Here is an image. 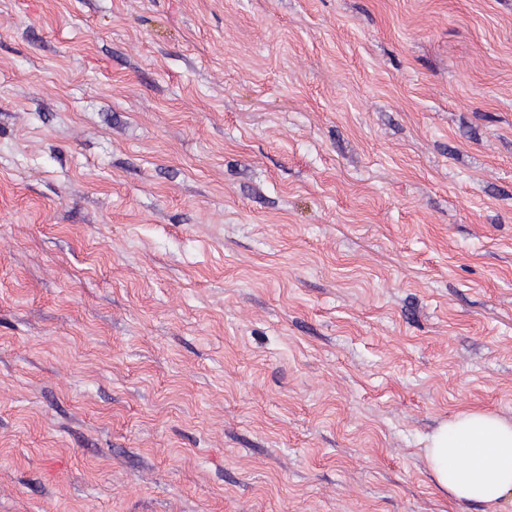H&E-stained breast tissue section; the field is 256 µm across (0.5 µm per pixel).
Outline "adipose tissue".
Instances as JSON below:
<instances>
[{"mask_svg":"<svg viewBox=\"0 0 512 512\" xmlns=\"http://www.w3.org/2000/svg\"><path fill=\"white\" fill-rule=\"evenodd\" d=\"M439 487L455 500L500 512L512 496V422L486 412H462L441 424L425 448Z\"/></svg>","mask_w":512,"mask_h":512,"instance_id":"ef3b65f1","label":"adipose tissue"}]
</instances>
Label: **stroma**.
<instances>
[{"label": "stroma", "instance_id": "1", "mask_svg": "<svg viewBox=\"0 0 512 512\" xmlns=\"http://www.w3.org/2000/svg\"><path fill=\"white\" fill-rule=\"evenodd\" d=\"M512 422V0H0V512H483ZM428 466L439 487L457 501L501 512L512 496V423L486 412H462L428 438Z\"/></svg>", "mask_w": 512, "mask_h": 512}]
</instances>
